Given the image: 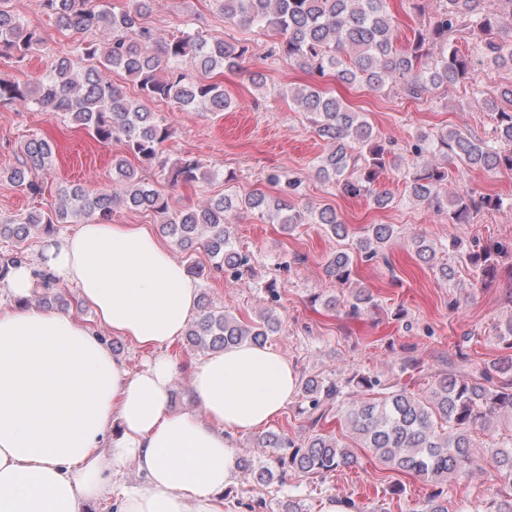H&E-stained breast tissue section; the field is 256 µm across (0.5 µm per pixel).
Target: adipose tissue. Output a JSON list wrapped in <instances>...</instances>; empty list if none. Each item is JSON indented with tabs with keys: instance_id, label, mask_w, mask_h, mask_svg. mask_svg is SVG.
Returning a JSON list of instances; mask_svg holds the SVG:
<instances>
[{
	"instance_id": "obj_1",
	"label": "adipose tissue",
	"mask_w": 512,
	"mask_h": 512,
	"mask_svg": "<svg viewBox=\"0 0 512 512\" xmlns=\"http://www.w3.org/2000/svg\"><path fill=\"white\" fill-rule=\"evenodd\" d=\"M75 286L96 326L27 304L34 270ZM199 288L146 226L96 223L46 238L37 263L0 281V512H86L111 492L116 512H223L237 472L229 432L260 428L298 389L266 345L229 346L191 371L198 406L169 400L179 373L167 349L198 313ZM117 336L153 355L138 372ZM136 469L130 488L117 480Z\"/></svg>"
}]
</instances>
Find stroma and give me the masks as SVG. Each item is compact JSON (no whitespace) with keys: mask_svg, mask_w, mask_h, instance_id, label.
Here are the masks:
<instances>
[{"mask_svg":"<svg viewBox=\"0 0 512 512\" xmlns=\"http://www.w3.org/2000/svg\"><path fill=\"white\" fill-rule=\"evenodd\" d=\"M8 7L41 31L49 49L22 67L0 58V73L22 79L46 73L56 55L69 49L71 37L44 13L40 0H8ZM189 21L229 43L248 45L251 61L247 71L224 76V87L233 97L231 111L186 112L172 102L153 105L174 132L171 156L200 160L203 179L175 185L149 168L143 169V176L178 209L203 204L228 190L245 194L266 188L267 174L277 170L300 179L296 203L334 208L350 232L343 240L322 224H299L286 232L280 225L242 213L232 235L238 247L252 254L255 275L237 280L220 273L201 277L197 280L200 292L213 306L245 322L269 311L282 319L284 332L270 337L269 346L288 358L298 379L341 385L331 427L347 444L352 438L340 417L348 405L380 398L399 386L427 395L435 372L459 362L465 363L468 376L497 380L494 365L505 355L498 332L512 320V303L503 299V277L476 284L478 271L467 255L477 239L512 242V173L468 170L456 161L433 156V164L452 174L449 191L482 188L504 199L502 206L483 210L466 224L449 223L447 214L410 201L397 167L387 168L378 178L379 188L394 196L388 207L379 209L371 200L346 197L320 179L313 164L330 151V142L320 138L303 112L279 94L281 87L308 84L303 69L267 58L264 37L226 20L213 0H156L147 18L160 41L172 39ZM253 71L264 75L263 85L252 83ZM340 95L400 152L421 132L452 128L483 136L496 123L493 113L479 107L469 85L462 83L431 101L407 98L397 84L381 91L353 86L341 89ZM36 133L54 141L55 154L51 171L36 172L41 191L33 195L16 188L2 173L19 166L24 143ZM121 152V145L97 142L84 130L28 103L0 104V220L56 207L64 188L121 192V184L112 178V157ZM369 224L394 228L383 256L353 265V286L367 289L372 301L356 317L342 309L328 310L325 300L344 298L347 291L326 276L324 265L335 251L353 247L361 228ZM417 236L434 244L433 264L416 259L411 241ZM442 265L453 268L452 278L441 277ZM270 282L280 294L278 301L269 297L266 285ZM169 352L182 364L173 384L171 407L178 412L196 411L190 367L205 353L183 339ZM358 375L376 380V387L368 391L357 386ZM510 440L512 418H495L489 430L473 433L472 462L465 475L439 486L392 469L363 448L356 466L314 479L292 472L284 482L262 486L240 472L224 499V512H250L260 500L266 503L263 512H275L278 502L287 499L300 502L304 512H322L325 499L331 497L354 502L355 512H420L426 499L438 491L447 497L449 512H485L500 484L491 451Z\"/></svg>","mask_w":512,"mask_h":512,"instance_id":"obj_1","label":"stroma"}]
</instances>
